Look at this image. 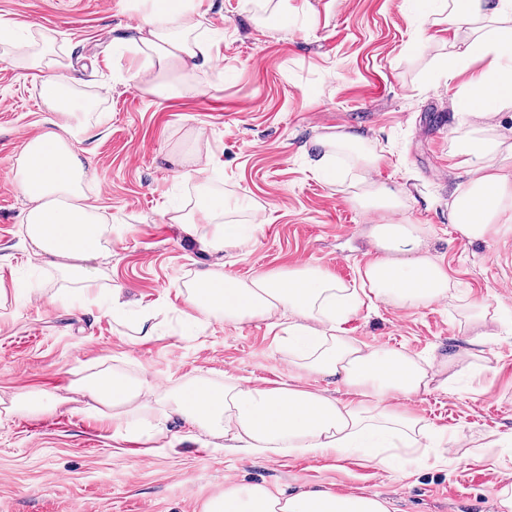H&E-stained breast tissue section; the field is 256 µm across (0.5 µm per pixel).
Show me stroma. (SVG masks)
I'll list each match as a JSON object with an SVG mask.
<instances>
[{
    "mask_svg": "<svg viewBox=\"0 0 512 512\" xmlns=\"http://www.w3.org/2000/svg\"><path fill=\"white\" fill-rule=\"evenodd\" d=\"M203 7L215 63L185 75L182 96L159 99L129 79L136 62L126 44L145 0H0V19L48 44L77 79L74 98L90 104L80 145L93 174L87 194L112 238L89 267L101 286H122L155 309L159 326L158 339L135 344L133 321L113 320L93 303H48L65 283L29 248L12 169L52 113L40 77L0 44V397L30 388L63 395L73 379L104 366L165 387L228 373L254 386L288 380L267 322L212 320L185 332L184 285L203 270L246 279L303 263L358 284L375 217L308 163L313 138L338 129L377 147L371 180L405 190L402 221L427 227V248L453 285L451 298L416 310L366 303L347 333L430 361L464 346L463 313L473 302L512 312V260L502 259L512 237L470 242L448 222L450 194L467 180L454 154L463 118L451 99L470 78L463 71L448 83L436 73L453 31L430 29L425 48L410 51L419 0H333L313 22L292 17L276 33L257 30L251 0ZM186 160L207 167L208 193L263 207L266 223L241 248L201 252L174 223L197 210L203 191L179 178ZM489 328L484 367L408 403L452 434L449 461L432 457L402 476L359 456L239 459L189 440L177 420L169 423L173 447L146 454L113 440L110 425L64 407L0 422V512H202L229 477L291 492L364 491L389 499L392 512H496L512 451L495 464L465 456L477 438L512 433V322Z\"/></svg>",
    "mask_w": 512,
    "mask_h": 512,
    "instance_id": "1",
    "label": "stroma"
}]
</instances>
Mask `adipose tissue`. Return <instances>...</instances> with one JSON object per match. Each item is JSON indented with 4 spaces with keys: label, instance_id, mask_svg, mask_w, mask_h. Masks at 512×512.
I'll use <instances>...</instances> for the list:
<instances>
[{
    "label": "adipose tissue",
    "instance_id": "adipose-tissue-1",
    "mask_svg": "<svg viewBox=\"0 0 512 512\" xmlns=\"http://www.w3.org/2000/svg\"><path fill=\"white\" fill-rule=\"evenodd\" d=\"M414 49H422L430 28L459 33L440 73L453 79L457 69L480 61L484 68L453 96L455 111L474 122L455 139L459 165L468 179L452 194L448 221L466 239L483 241L512 235V139L496 134L495 119L512 112V0H435L419 13ZM203 17L196 0H150L138 15L130 44L141 64L131 74L140 90L173 98L183 90L185 72L208 56L198 40ZM19 62L37 70L45 102L55 117L24 145L13 180L27 201L23 224L35 255L59 258L64 278L83 296L99 287L86 266L104 255L112 229L87 201L90 182L78 145L85 133L75 117L71 81L47 51L22 52ZM315 172L348 179L351 202L377 215L370 228L374 253L360 272L361 286L347 287L321 267L300 264L240 279L231 274H202L186 288L185 301L194 323L221 319L228 324L289 316L281 349L299 375L316 376L346 392L313 391L300 384H243L232 374L223 382L195 378L175 388L150 387L147 380L119 368H105L74 380L69 390L85 399L84 414L110 420L113 439L156 445L166 424L179 417L203 436L205 446L243 458L270 452L343 460L359 455L384 471L422 464L426 444L439 433L411 412L405 399L447 388L441 368L458 373L481 359L489 341L485 326L489 305L472 304L466 347L442 362L423 366L406 352L373 348L344 335L343 324L363 299L399 309H418L447 298L450 280L444 266L424 249L425 230L397 216L406 206L402 192L371 183L379 155L369 142L347 132L326 134L314 143ZM347 161L337 170V161ZM223 197L208 196L196 212L179 216L184 232L201 249L219 253L240 248L249 225L227 218ZM64 397L41 389L15 394L0 406V421L15 416L40 417L55 412ZM202 512H389L385 499L363 492L310 490L294 494L262 483L226 484L222 495L206 501Z\"/></svg>",
    "mask_w": 512,
    "mask_h": 512
}]
</instances>
